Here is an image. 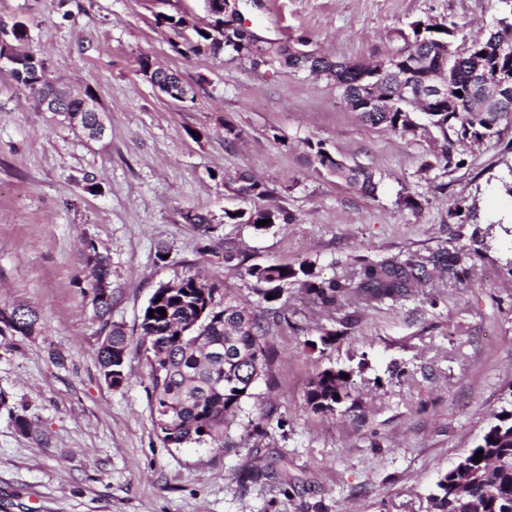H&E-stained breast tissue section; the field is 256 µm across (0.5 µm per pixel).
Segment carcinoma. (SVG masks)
Instances as JSON below:
<instances>
[{"label": "carcinoma", "mask_w": 512, "mask_h": 512, "mask_svg": "<svg viewBox=\"0 0 512 512\" xmlns=\"http://www.w3.org/2000/svg\"><path fill=\"white\" fill-rule=\"evenodd\" d=\"M223 16L211 15L209 28L195 31L185 49L195 55H218L229 51L239 57L261 54L264 64H278L294 73L303 71L332 80L346 107L365 125H384L403 133L415 131L411 118L414 108L407 104L401 85L420 90L428 124L437 129L445 144L458 139H482L502 118L512 120V53L501 57L494 42L512 33V23L504 17L499 29L470 37L465 51L450 61L439 59L429 40L439 23L417 22L412 28V46L405 54L394 53L385 61L362 69L356 61H336L326 55L303 70L293 56L289 42L266 43L257 48L254 37L242 30L228 33L224 42L214 39L213 31ZM12 34L14 43L0 38V58L12 65L17 83L29 90L36 104L55 101L63 112L58 121L77 125L91 139L103 132L98 113L88 111L96 104L92 94L58 89L44 79L45 63L21 47L25 27L18 22L11 31L0 26V35ZM141 72L149 82L166 83L160 92L178 100L188 95L177 71L152 67L141 61ZM504 81L497 95L498 112L483 111V86ZM317 163L344 179L363 195L376 189L374 174L366 166L349 165L323 147L315 152ZM245 198H264L265 184L245 174L227 179ZM288 224L290 214L269 208L224 212V222L257 225L260 220ZM458 259L446 253L431 255L426 262L386 261L365 263L358 272L359 287L368 297L379 299L402 295L418 283L431 278L435 270L456 273ZM82 264L90 277L92 301L98 317L109 330L98 351L105 381L118 388L124 384L125 360L131 338L124 328L109 322L112 308L111 268L106 256L94 244L85 245ZM247 274L264 285L262 299L269 303L264 317L226 301L215 282L190 275L179 282L159 285L140 322L139 346L148 362L146 391L154 423L163 441L180 447L188 443L205 444L216 451L229 446L227 417L236 413L252 396L254 384L265 375L268 365L262 341L269 327L280 325L281 308L274 305L283 287L296 284L307 290L317 303L330 308L341 306L347 284L336 279H320L302 262L298 266L282 264L252 265ZM273 299H268V296ZM163 308L166 315L157 313ZM38 322L30 309L0 307V324L30 336ZM343 370L326 368L317 374L306 394V404L314 412L333 413L350 397L353 372L341 377ZM480 461H474L478 451ZM435 512H512V410L493 415L479 443L468 450L458 465L441 475L431 494Z\"/></svg>", "instance_id": "carcinoma-1"}]
</instances>
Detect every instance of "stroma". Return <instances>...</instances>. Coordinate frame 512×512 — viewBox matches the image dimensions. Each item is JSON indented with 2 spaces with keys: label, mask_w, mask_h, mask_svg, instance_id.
<instances>
[{
  "label": "stroma",
  "mask_w": 512,
  "mask_h": 512,
  "mask_svg": "<svg viewBox=\"0 0 512 512\" xmlns=\"http://www.w3.org/2000/svg\"><path fill=\"white\" fill-rule=\"evenodd\" d=\"M207 20L203 0H0L23 23L25 50L46 76L96 99L103 138L50 121L0 62V306L36 311L32 335L0 330V512H433L439 476L512 409V126L500 136L443 138L414 113L415 132L362 124L332 81L229 54L177 50L158 15ZM496 0H262L242 10L251 31L307 37L336 60L379 61L416 21L450 18L487 31ZM176 70L190 100L142 75ZM239 139L227 141L225 123ZM373 168L365 196L323 169L313 145ZM248 173L290 224L256 229L224 213L248 207L224 174ZM189 212L216 230L204 241ZM111 264L112 310L99 320L80 264L84 241ZM246 266H229L225 243ZM165 258H158V250ZM461 255L458 276L379 300L350 291L324 308L288 285L287 325L266 339L271 361L230 418L234 448L166 444L131 349L112 388L98 350L105 322L138 325L155 288L199 273L233 301L264 303L247 265L307 263L354 280L362 261ZM353 323H346V315ZM335 333L333 343L305 340ZM353 370L335 412L305 403L326 368ZM271 414L266 431L251 425Z\"/></svg>",
  "instance_id": "obj_1"
}]
</instances>
